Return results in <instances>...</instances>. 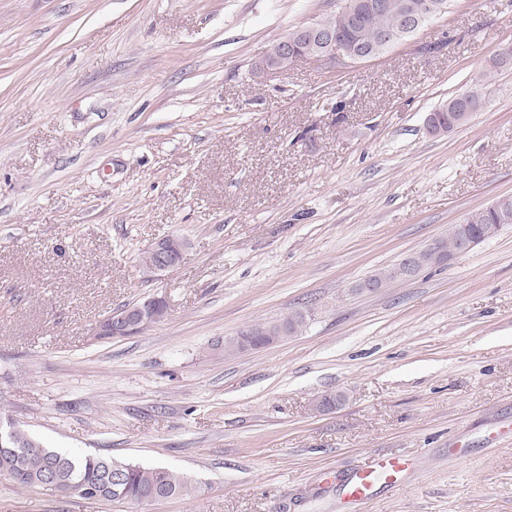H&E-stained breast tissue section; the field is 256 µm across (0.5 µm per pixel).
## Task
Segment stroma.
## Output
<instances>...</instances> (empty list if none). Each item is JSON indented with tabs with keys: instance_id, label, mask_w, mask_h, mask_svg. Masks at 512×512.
Listing matches in <instances>:
<instances>
[{
	"instance_id": "stroma-1",
	"label": "stroma",
	"mask_w": 512,
	"mask_h": 512,
	"mask_svg": "<svg viewBox=\"0 0 512 512\" xmlns=\"http://www.w3.org/2000/svg\"><path fill=\"white\" fill-rule=\"evenodd\" d=\"M339 3L0 0V420L196 488L104 503L0 476V512H512V224L354 289L512 195V66L490 67L512 0H449L370 62L254 73ZM171 236L181 264L146 271ZM151 298L160 321L96 337ZM297 310V335L225 353ZM395 456L400 481L343 501ZM479 104V91L473 89L466 90L448 100V103L434 110L433 119L442 127L448 128L451 127L452 122L456 120L458 112H462L463 114L457 120V125L460 126L470 118ZM406 465L399 457L372 458L346 484L344 498L350 502H363L370 499L379 483H395L397 476L406 470Z\"/></svg>"
}]
</instances>
